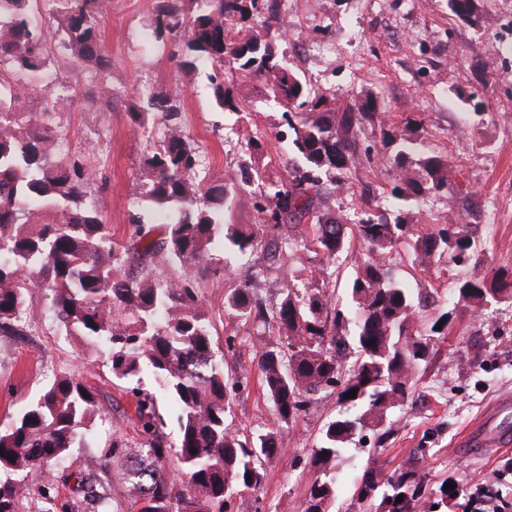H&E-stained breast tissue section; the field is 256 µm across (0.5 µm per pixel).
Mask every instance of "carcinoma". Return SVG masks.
I'll list each match as a JSON object with an SVG mask.
<instances>
[{
  "label": "carcinoma",
  "instance_id": "obj_1",
  "mask_svg": "<svg viewBox=\"0 0 512 512\" xmlns=\"http://www.w3.org/2000/svg\"><path fill=\"white\" fill-rule=\"evenodd\" d=\"M49 2L61 5L50 12L61 32L58 48L82 61L100 97L110 100L111 63L99 31L107 6L101 0ZM448 4L457 21L486 25L476 0ZM259 10L260 0H161L152 29L157 41L185 44L190 59L183 66L205 61L217 69L210 89L225 110L242 111L235 81L224 80L226 70L257 80L285 108L292 151L303 166L287 170V179L267 195L260 225L231 223L236 204L227 198L224 183L196 180L199 150L175 122L178 101L161 89L146 95V105L130 108L135 124L161 120L165 133L138 172L152 224L131 225L126 245L114 241L99 212L84 204L85 189L93 181L85 157L54 156L60 139L55 116L71 111L74 100L51 96L42 111L26 112L13 89L9 105L0 102V333L20 327L28 305L43 300L67 334L103 350L105 362L89 358L85 365L108 368L132 384L136 398L140 462L125 470L124 499L112 494L106 463L92 457L77 475L69 512H127L129 500L140 505L139 512H233L240 492L263 483L281 434L305 410L309 396L330 389L351 412L329 421L319 446L311 449L312 479L297 508L327 512L341 452L367 430L379 440L388 433L383 424L409 401L417 368L433 360L435 340L445 335L455 313L439 315V330L414 327L413 291L392 277L381 259L406 240L420 266L444 254L455 265L467 263L475 241L460 215L417 228L402 216L391 223L381 212L384 203L360 193L362 218L354 230L370 258L351 288L355 348L337 331L347 315L327 286L286 288L268 310L254 298L250 279H243L224 307L277 336L258 361L274 427L257 443L230 431L226 413L236 383L225 378L218 364L220 345L200 288L204 276L224 272L208 265L216 232L223 231L225 248L241 254L270 236L266 256L273 263L310 244L335 258L345 247V235L337 231L336 219L320 211L319 174L347 173L370 158V149L358 151L359 133L367 124H379L382 142L397 145L388 202L399 211L410 209L424 194L458 192L447 157L415 143V129L378 121L373 98H355L335 109L288 68L285 51L250 26ZM48 56L44 30L29 15L28 0H0V67L9 63L23 75L26 89L39 83ZM44 210L51 219L41 220ZM304 223L310 228H302ZM156 232L158 241L152 238ZM159 250L178 267L173 283L153 265ZM139 266L147 273L130 276L129 270ZM454 295L456 307L478 306L489 296L512 301V272L492 268L462 278ZM144 373L154 376L158 390L140 387ZM353 389L356 396L346 397ZM161 394L176 405L179 434L173 442L163 431ZM96 408L93 393L64 371L0 424V512H56L58 483L72 478L61 465L83 440ZM429 455L431 449L416 448L412 459L392 471L371 465L355 488L357 499L375 512H420L423 500L433 496L439 512H448L464 488H444L451 477L432 481ZM171 467L179 472L177 482L168 478Z\"/></svg>",
  "mask_w": 512,
  "mask_h": 512
}]
</instances>
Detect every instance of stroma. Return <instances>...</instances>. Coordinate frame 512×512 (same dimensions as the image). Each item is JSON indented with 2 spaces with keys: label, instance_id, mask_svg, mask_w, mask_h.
Masks as SVG:
<instances>
[{
  "label": "stroma",
  "instance_id": "stroma-1",
  "mask_svg": "<svg viewBox=\"0 0 512 512\" xmlns=\"http://www.w3.org/2000/svg\"><path fill=\"white\" fill-rule=\"evenodd\" d=\"M159 2L112 0L101 24L100 38L112 62L111 108L97 102L87 71L57 49L42 84L27 99L28 111L37 112L44 95L73 96L72 111L56 117L65 132L56 152L90 157L96 176L85 202L98 209L113 239L122 243L134 219L151 220L139 200L137 171L143 154L162 135L160 125L132 123L135 91L161 89L180 100L177 120L199 150L200 176L230 185L241 169H250L247 190L257 198L280 183L295 159L282 137L287 130L283 108L270 93L240 80L244 114L222 111L211 97V65L200 61L184 71L186 52L154 41L149 24ZM480 6L489 18L484 29L453 21L448 0H264L251 21L273 43L287 41V63L318 93L342 105L357 95H373L384 119L399 128L424 118L422 143L448 157L461 196L454 201L427 197L408 217L414 224H440L448 212L459 213L477 244L471 259L460 266L443 260L424 269L414 264L405 243L385 258L394 277L428 289V302L416 304L415 324L422 328L447 309L456 280L489 267L512 271V0H480ZM280 19L291 28L288 37L280 35ZM250 135L265 145L256 160L246 147ZM360 145L370 148L371 161L349 173L348 185L322 181L325 212L346 225L356 221L352 190L367 187L378 195L390 190L388 158L394 146H383L376 127L365 129ZM364 258L365 249L353 234L336 260L301 249L278 269L267 267L264 249L241 256L220 244L213 247L209 262L224 274L203 280V302L224 348L225 376L244 379L227 416L233 432L252 438L273 426L272 405L258 381V360L273 335L258 334L251 324L228 317L226 295L251 271L253 292L266 305L279 300L284 286L304 288L323 281L346 311L349 288ZM437 349L433 361L415 374L412 403L391 414L384 451L375 452L374 441H355L338 458L333 512H365L354 490L367 464L377 461L391 470L417 448L432 449L433 479L448 475L463 486L465 494L453 512H467L487 489L495 494L500 512H512V447L473 455L457 445L497 397L512 394V303L491 299L478 308L457 310ZM84 351L83 343L56 328L42 301L31 305L23 335L0 336V419L16 413L64 367L96 394L99 410L86 441L67 460L73 472L86 458L103 455L101 443L108 435H122L132 446L138 440L135 399L126 382L104 368L82 369ZM345 410L330 391L312 395L307 411L284 433L262 486L245 492L236 512H297L311 478L310 450L318 445L323 426Z\"/></svg>",
  "mask_w": 512,
  "mask_h": 512
}]
</instances>
